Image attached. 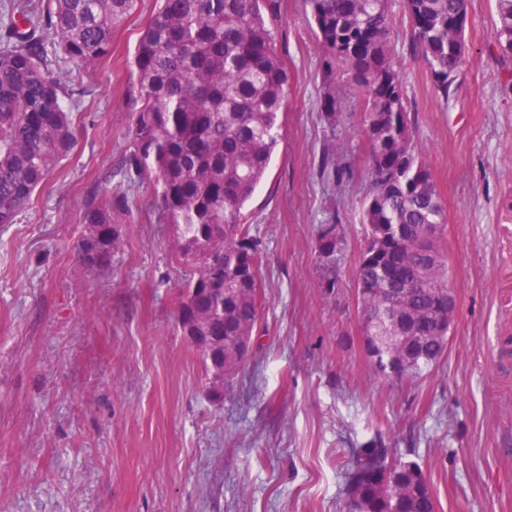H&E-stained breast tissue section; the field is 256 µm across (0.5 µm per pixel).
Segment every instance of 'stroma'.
Returning a JSON list of instances; mask_svg holds the SVG:
<instances>
[{
	"mask_svg": "<svg viewBox=\"0 0 512 512\" xmlns=\"http://www.w3.org/2000/svg\"><path fill=\"white\" fill-rule=\"evenodd\" d=\"M390 5L413 144L447 217V352L428 374L389 382L362 349L367 146L352 97L335 123L324 118L309 8L280 0L284 131L246 207L262 241L257 344L219 399L176 327L193 269L156 220L159 185L146 177L130 190L134 227L109 269L78 257L86 195L121 181L132 61L155 0H136L111 56L91 67L43 30L77 91L66 102L76 145L0 224V512H344L353 455L378 435L421 467L439 512H512V60L491 47L496 0H468L457 88L442 97L411 53L402 0ZM326 157L343 184L322 178ZM332 222L344 227V260L328 298L315 228Z\"/></svg>",
	"mask_w": 512,
	"mask_h": 512,
	"instance_id": "35a3bbf8",
	"label": "stroma"
}]
</instances>
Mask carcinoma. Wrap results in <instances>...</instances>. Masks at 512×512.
I'll list each match as a JSON object with an SVG mask.
<instances>
[{
  "label": "carcinoma",
  "instance_id": "obj_1",
  "mask_svg": "<svg viewBox=\"0 0 512 512\" xmlns=\"http://www.w3.org/2000/svg\"><path fill=\"white\" fill-rule=\"evenodd\" d=\"M135 0H0V224L14 223L35 191L68 156L75 131L69 85L49 69L37 32L57 36L62 54L91 66L112 53V30ZM323 52L321 110L336 121L340 94L356 98L367 143L371 192L363 204L357 261V315L365 354L391 381L421 376L448 347V271L439 243L405 237L404 224L428 230L446 220L430 169L412 146L406 86L392 55L389 0H307ZM412 55L447 98L462 62L468 0H404ZM277 0H156L133 58L136 119L121 170L132 185L161 186L158 220L172 226L175 258L194 268L178 298L181 335L204 336L198 351L217 379L241 370L259 320L258 256L245 208L282 137L288 71L273 22ZM512 58V0H498L492 37ZM133 210L125 190L86 196L79 258L102 270L122 248ZM321 288L335 293L344 260L340 224H319ZM380 472H351L358 512H437L418 464L371 440Z\"/></svg>",
  "mask_w": 512,
  "mask_h": 512
}]
</instances>
